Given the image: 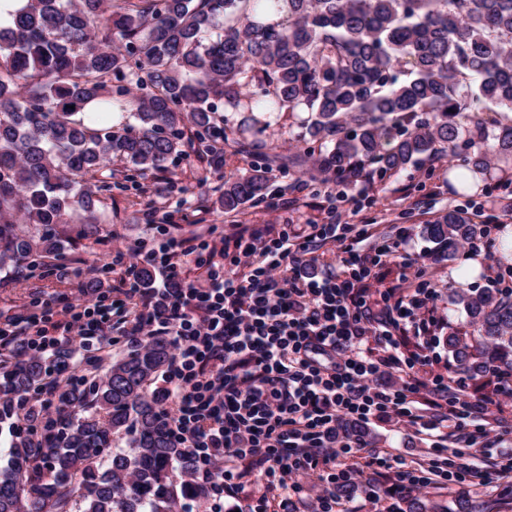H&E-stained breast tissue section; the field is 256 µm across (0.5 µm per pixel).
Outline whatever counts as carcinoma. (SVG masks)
<instances>
[{"label":"carcinoma","mask_w":512,"mask_h":512,"mask_svg":"<svg viewBox=\"0 0 512 512\" xmlns=\"http://www.w3.org/2000/svg\"><path fill=\"white\" fill-rule=\"evenodd\" d=\"M107 26L116 45L99 41ZM137 93L112 91L111 77ZM238 114L218 125L219 102ZM129 112L135 125L108 121ZM298 121L321 170L348 188L450 155L464 192L512 169V0H26L0 27V270L55 255L79 208L99 232V175L116 160L162 172L183 147L215 159L218 140ZM224 181L226 212L265 199L277 145ZM450 209L425 227L451 260L479 234ZM467 324L446 336L473 376L512 368V291L455 290ZM172 359L154 337L87 390L59 394V426L19 438L0 465V512H178L204 496L175 471L191 460L148 388ZM48 365L0 362V402L39 387ZM126 437V446L112 447Z\"/></svg>","instance_id":"carcinoma-1"}]
</instances>
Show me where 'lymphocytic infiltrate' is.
<instances>
[{
    "instance_id": "f902f5d3",
    "label": "lymphocytic infiltrate",
    "mask_w": 512,
    "mask_h": 512,
    "mask_svg": "<svg viewBox=\"0 0 512 512\" xmlns=\"http://www.w3.org/2000/svg\"><path fill=\"white\" fill-rule=\"evenodd\" d=\"M328 214L329 223L300 232L288 224L240 228L229 246L171 234L150 249L118 246L124 271L113 298L70 305L51 327L34 312L1 321L0 357L20 348L42 357L73 344L84 366L80 375L50 371L38 391L12 401V408L41 417L29 436L55 425L57 391L98 370L119 325L134 346L170 337L174 355L155 398L168 405L172 435L193 460L185 480L212 500L234 496L254 471L264 494L250 512H268L277 491L284 510L308 478L311 512H339L335 487L352 472L336 461L365 445L344 433L349 420H386L429 438L430 459L414 466L371 451L370 465L393 471L401 488L484 485L512 475V453L484 468L467 461L470 448L488 450L512 434V424L491 410L512 403V371L497 372L494 393L479 398L449 395L439 376L420 379L427 358L405 350L404 338L447 325L433 285L391 289L377 311L367 302L373 269L408 252V233L375 241L337 208ZM321 242L335 245L341 268L319 277L308 268ZM146 266L155 273L149 288L139 278ZM194 270L202 283L190 280Z\"/></svg>"
}]
</instances>
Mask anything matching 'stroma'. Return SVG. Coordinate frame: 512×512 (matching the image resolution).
<instances>
[{"label": "stroma", "mask_w": 512, "mask_h": 512, "mask_svg": "<svg viewBox=\"0 0 512 512\" xmlns=\"http://www.w3.org/2000/svg\"><path fill=\"white\" fill-rule=\"evenodd\" d=\"M224 165L214 168L207 161L188 156L171 163L164 172L141 173L131 164L115 162L114 174L107 179L99 237L85 238L78 231L85 219L77 211L68 224V240L64 249L49 257L36 256L32 266L22 274L0 272V319L26 311H42L44 306L60 310L78 296L79 287L92 279H101L105 286L117 285L121 269L112 263V239L122 238L126 244H152L156 234L147 217H171L177 234L221 239L235 224H279L291 219L297 224H322L327 220L330 204L323 185H307L300 176V166L273 168L269 173V199L247 203L241 210L227 212L218 203L225 179L248 163L246 154L237 145L223 144ZM452 162L446 158L418 163L407 172L376 181L372 189L348 192L339 209L344 220L369 225L374 238H389L395 226L408 227L414 253L420 254L418 264L402 268L400 260L384 262L375 270L374 291L383 293L406 280L414 285L431 281L436 289V304L446 312L450 326L464 323V312L448 300L449 289L487 288L497 271L512 267L504 256L502 226L512 227V195L473 189L459 194L448 183ZM451 209L481 212L482 222L494 224V244L489 256L459 253L453 261L432 262L435 243L427 237L424 226ZM67 265L72 273L61 276L58 265ZM445 331H437L429 350L430 361L421 367L419 376L429 380L440 375L448 377L449 391L470 397L490 393L486 379L459 370L449 373L453 358L444 343ZM367 448L359 449L346 463L352 466V480L357 492L344 499L345 512H400L403 495L391 481L378 475L365 463L368 449H381L411 462L428 456L429 441L413 430L397 432L385 422L366 424Z\"/></svg>", "instance_id": "stroma-1"}]
</instances>
